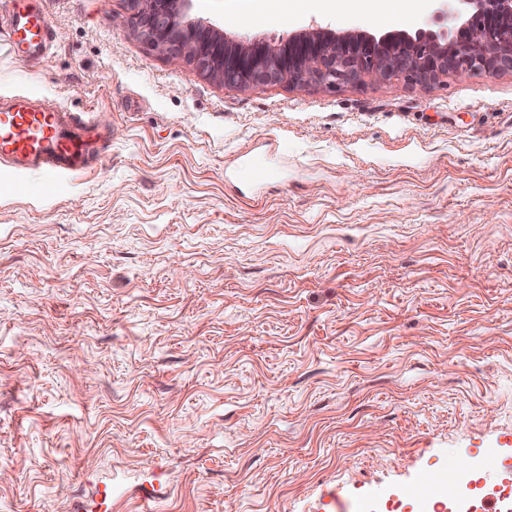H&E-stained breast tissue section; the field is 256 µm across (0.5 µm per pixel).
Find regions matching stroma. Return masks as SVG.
Wrapping results in <instances>:
<instances>
[{
	"label": "stroma",
	"instance_id": "35a3bbf8",
	"mask_svg": "<svg viewBox=\"0 0 512 512\" xmlns=\"http://www.w3.org/2000/svg\"><path fill=\"white\" fill-rule=\"evenodd\" d=\"M0 98L110 150L0 174V512H419L423 475L512 460V73L246 90L171 65L126 0H42ZM432 0H194L269 43L442 32ZM122 25H114L113 17ZM265 163L256 183L245 157Z\"/></svg>",
	"mask_w": 512,
	"mask_h": 512
}]
</instances>
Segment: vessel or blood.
Wrapping results in <instances>:
<instances>
[{
  "label": "vessel or blood",
  "mask_w": 512,
  "mask_h": 512,
  "mask_svg": "<svg viewBox=\"0 0 512 512\" xmlns=\"http://www.w3.org/2000/svg\"><path fill=\"white\" fill-rule=\"evenodd\" d=\"M6 30L18 60L43 55L51 33L42 10L29 0H8ZM106 137L80 117L39 105L36 97L0 102V164L16 173L60 176L108 149Z\"/></svg>",
  "instance_id": "obj_1"
}]
</instances>
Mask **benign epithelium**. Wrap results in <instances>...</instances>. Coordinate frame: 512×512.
<instances>
[{
  "label": "benign epithelium",
  "instance_id": "obj_1",
  "mask_svg": "<svg viewBox=\"0 0 512 512\" xmlns=\"http://www.w3.org/2000/svg\"><path fill=\"white\" fill-rule=\"evenodd\" d=\"M134 32L174 65H193L229 87L288 83L335 87L401 77L431 85L441 77L512 71V0H452L442 34L424 29L376 35L324 29L276 45L241 41L188 18L192 0H127Z\"/></svg>",
  "mask_w": 512,
  "mask_h": 512
}]
</instances>
